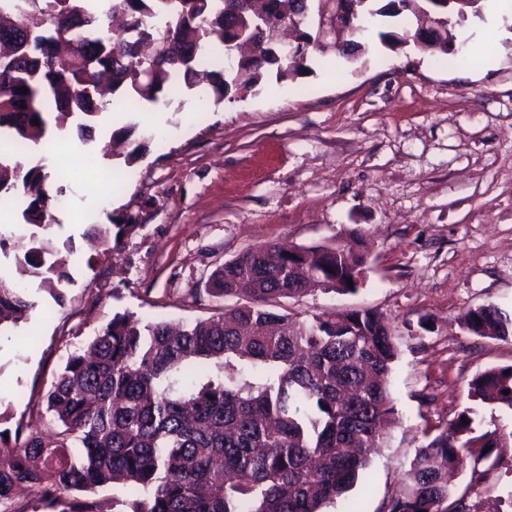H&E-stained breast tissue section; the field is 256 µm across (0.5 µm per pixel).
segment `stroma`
<instances>
[{
    "label": "stroma",
    "instance_id": "stroma-1",
    "mask_svg": "<svg viewBox=\"0 0 512 512\" xmlns=\"http://www.w3.org/2000/svg\"><path fill=\"white\" fill-rule=\"evenodd\" d=\"M484 20L480 11L456 27L453 54L377 43L355 64L316 56L294 81L267 78L262 90L202 116L178 96L139 112L112 108L83 147L94 158L83 172L58 141L46 165L66 193L51 234L73 246L71 281L59 301L28 282L35 309L0 336V430L43 424L34 399L115 314L208 318L225 304L207 292L224 261L267 242L325 244L357 228L369 264L356 293L317 289L282 302L304 318L371 309L395 330L399 423L350 498L361 512H387L426 429L474 405L477 433L508 440L482 481L464 461L455 494L469 512H512V409L468 395L476 374L512 365V339L462 325L484 304L512 314V7L500 10L495 30L480 32ZM131 121L155 138L130 166L97 142ZM105 198L142 215L107 254L84 236L106 223Z\"/></svg>",
    "mask_w": 512,
    "mask_h": 512
}]
</instances>
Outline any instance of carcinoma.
Listing matches in <instances>:
<instances>
[{
  "label": "carcinoma",
  "mask_w": 512,
  "mask_h": 512,
  "mask_svg": "<svg viewBox=\"0 0 512 512\" xmlns=\"http://www.w3.org/2000/svg\"><path fill=\"white\" fill-rule=\"evenodd\" d=\"M98 2L0 0V35L13 47L0 67V134L16 156L49 150L52 129L92 140L98 118L116 98L156 103L184 88L207 108L238 98L241 89H258L270 69L277 82L292 81L309 70L311 53L326 52L309 45L281 63L240 53L244 41L271 40L252 3L274 24L295 13L298 0H112L106 9ZM424 6L421 0H359L360 32H370L377 16L414 15ZM117 13L126 19L120 36L109 33ZM463 19L448 12L444 31L417 49L448 54L451 28ZM377 36L392 48L413 42L415 34L404 27ZM61 37L73 48L67 58L56 52ZM157 39L171 54L153 65L139 50ZM205 60L214 64L206 68ZM153 137L136 122L112 132L134 144L129 164ZM50 177L40 159L27 166L0 163V192L22 195L24 225L35 228L15 256L16 268L59 299L70 282L73 247L49 237L52 201L64 193H48ZM108 218L89 225L87 234L112 251L139 224L128 210ZM367 265L356 231L346 241L310 247L268 242L209 277L212 296L245 295L244 303L180 330L115 315L68 355L45 396L46 430L29 431L19 422L15 447L0 448V505L24 486L57 512H103L89 494L111 482L135 494L125 512H322L345 499L398 424L390 382L398 355L394 334L371 309L302 319L274 307L312 284L355 293ZM34 308L21 283L0 276V327L17 324ZM464 327L479 337L512 338V318L492 305L471 310ZM208 362L216 372L196 382L192 371ZM470 394L512 409V366L478 374ZM475 415L467 408L436 427L438 434L416 450L388 512H465L462 502L448 503V472L467 451L472 479H480L479 465L488 459L483 449L499 442L486 433L472 436Z\"/></svg>",
  "instance_id": "obj_1"
}]
</instances>
